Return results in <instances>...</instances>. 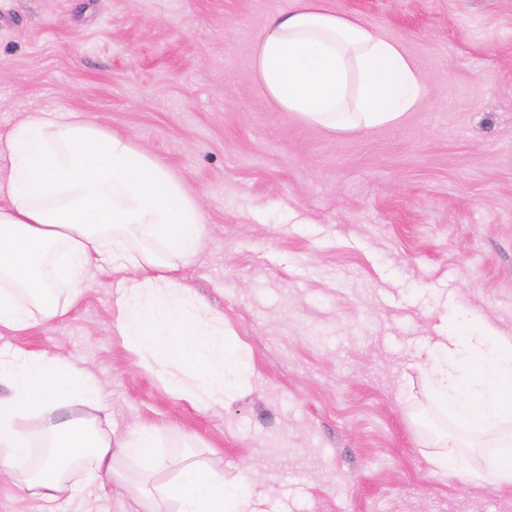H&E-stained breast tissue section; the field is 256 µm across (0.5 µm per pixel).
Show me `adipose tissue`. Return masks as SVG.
Wrapping results in <instances>:
<instances>
[{"instance_id": "adipose-tissue-1", "label": "adipose tissue", "mask_w": 512, "mask_h": 512, "mask_svg": "<svg viewBox=\"0 0 512 512\" xmlns=\"http://www.w3.org/2000/svg\"><path fill=\"white\" fill-rule=\"evenodd\" d=\"M251 70L275 111L335 132L396 123L430 95L400 42L337 15L325 0H295L274 15ZM0 151L9 160L0 177L1 328L23 333L37 317H65L96 266L119 273L121 332L172 393L206 407L250 384L223 319L173 275L175 260L202 248L207 226L198 199L164 165L94 121L55 120L43 110L10 130ZM469 321L473 330L445 336L422 367L431 399L479 436L512 419V339L488 320ZM2 382L10 393L0 397V477L31 498L71 496L78 470L98 488L121 485L135 512H278L189 458L174 485L151 484L167 466L154 431L113 442L102 427L99 379L65 356L0 351ZM33 414L43 417L36 434L23 424ZM495 445L512 447V434L499 433Z\"/></svg>"}]
</instances>
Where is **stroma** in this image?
<instances>
[{
	"instance_id": "obj_1",
	"label": "stroma",
	"mask_w": 512,
	"mask_h": 512,
	"mask_svg": "<svg viewBox=\"0 0 512 512\" xmlns=\"http://www.w3.org/2000/svg\"><path fill=\"white\" fill-rule=\"evenodd\" d=\"M291 0H0V133L85 115L198 197L209 233L178 275L252 374L207 407L125 341L113 276L0 349L62 354L108 394L112 428L155 430L279 512H512V486L436 467L465 427L416 354L468 308L512 336V0H327L402 42L431 88L394 124L331 131L274 111L254 42ZM131 512L78 485L45 508L0 480V512Z\"/></svg>"
}]
</instances>
